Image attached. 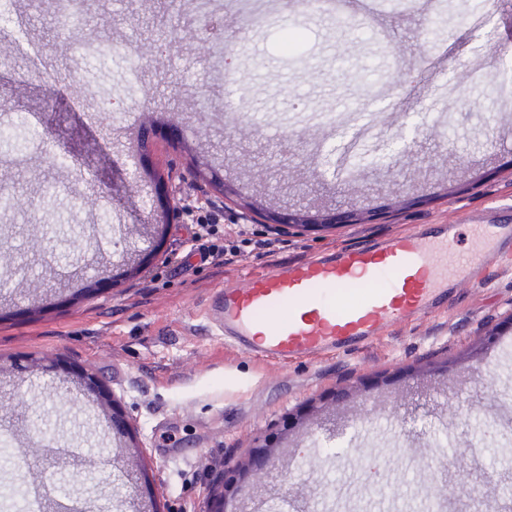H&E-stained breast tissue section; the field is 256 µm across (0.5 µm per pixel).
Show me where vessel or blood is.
Segmentation results:
<instances>
[{
	"label": "vessel or blood",
	"mask_w": 512,
	"mask_h": 512,
	"mask_svg": "<svg viewBox=\"0 0 512 512\" xmlns=\"http://www.w3.org/2000/svg\"><path fill=\"white\" fill-rule=\"evenodd\" d=\"M468 226L479 248L460 250ZM512 248V219L502 208H474L463 224H429L369 245L339 249L255 273L247 288H224L210 303L234 346L272 362L303 363L351 352L377 339L393 322L435 310L451 278L485 279L487 252Z\"/></svg>",
	"instance_id": "1"
}]
</instances>
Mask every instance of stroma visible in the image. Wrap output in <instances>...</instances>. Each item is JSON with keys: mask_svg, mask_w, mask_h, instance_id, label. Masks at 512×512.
Segmentation results:
<instances>
[{"mask_svg": "<svg viewBox=\"0 0 512 512\" xmlns=\"http://www.w3.org/2000/svg\"><path fill=\"white\" fill-rule=\"evenodd\" d=\"M12 2L26 24L0 28V111L37 122L42 144L0 165L26 201L0 211V512H29L45 492L135 512L124 467L141 475L147 512H204L220 478L228 512H439L430 493L447 459L480 491L458 512L512 506L511 253L352 355L268 362L226 343L209 311L248 272L512 207V0H214L224 67L200 49L210 31L195 0H87L80 37L111 47L106 63L57 39L54 0ZM371 111L383 128L366 142L317 123ZM228 112L248 120L225 125ZM343 133L364 163L351 184L326 167ZM140 160L152 177L135 184ZM158 177L173 207L190 194L220 207L225 240L259 232L283 248L205 264L173 217L150 264H121L128 240L92 227L149 236ZM266 210L337 223L282 231ZM33 358L94 373L134 458L99 466L111 427L95 402L31 375ZM269 443L281 448L272 472L237 480Z\"/></svg>", "mask_w": 512, "mask_h": 512, "instance_id": "1", "label": "stroma"}]
</instances>
